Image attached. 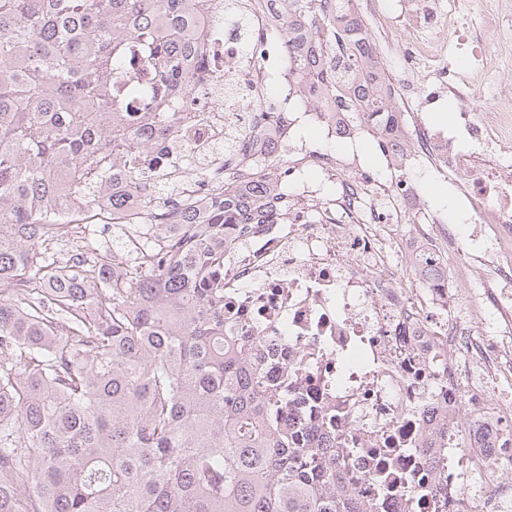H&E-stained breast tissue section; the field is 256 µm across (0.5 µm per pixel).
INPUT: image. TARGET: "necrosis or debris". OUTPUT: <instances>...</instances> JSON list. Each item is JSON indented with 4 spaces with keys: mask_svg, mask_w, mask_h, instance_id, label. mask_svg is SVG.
I'll return each mask as SVG.
<instances>
[{
    "mask_svg": "<svg viewBox=\"0 0 512 512\" xmlns=\"http://www.w3.org/2000/svg\"><path fill=\"white\" fill-rule=\"evenodd\" d=\"M214 65L233 58L234 77L260 100L271 64L243 59L232 26L216 40ZM471 140L512 139V110L477 115L475 92L449 86ZM213 90L178 121L166 148L176 165L204 156L224 138ZM410 151L456 182L474 224L488 225L484 258L512 282V159L466 150L457 139L414 123ZM333 197L297 183L284 224H229L224 232V319L234 336L260 338L268 381L294 372L298 401L281 409L288 427L331 421L349 437L346 479L376 512H512V292L497 291L503 321L492 339L448 316L456 282L412 287L407 259L468 267L464 248L439 222L400 234L419 196L401 181L396 198L376 201L371 181L341 180ZM442 434L445 447H431Z\"/></svg>",
    "mask_w": 512,
    "mask_h": 512,
    "instance_id": "obj_1",
    "label": "necrosis or debris"
}]
</instances>
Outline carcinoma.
<instances>
[{
  "label": "carcinoma",
  "instance_id": "1",
  "mask_svg": "<svg viewBox=\"0 0 512 512\" xmlns=\"http://www.w3.org/2000/svg\"><path fill=\"white\" fill-rule=\"evenodd\" d=\"M329 2L0 0V512H375L336 440L278 424L291 378L264 380L260 342L224 335V225L288 223L276 125L224 137L201 219L184 176L152 172L224 22L260 53L262 22L288 44L258 111L329 91L352 132L394 150L377 47ZM103 199L112 223L156 234L126 262L55 259L59 219Z\"/></svg>",
  "mask_w": 512,
  "mask_h": 512
}]
</instances>
